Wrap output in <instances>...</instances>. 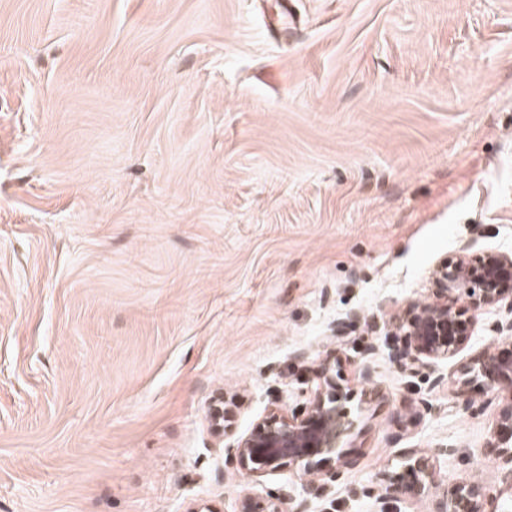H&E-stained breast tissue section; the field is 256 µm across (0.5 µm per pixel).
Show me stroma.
<instances>
[{"label":"stroma","instance_id":"obj_1","mask_svg":"<svg viewBox=\"0 0 512 512\" xmlns=\"http://www.w3.org/2000/svg\"><path fill=\"white\" fill-rule=\"evenodd\" d=\"M512 252V0H0V512H238L212 436L348 386L463 245ZM353 462L311 512L379 503L399 449L500 486L497 405L370 358ZM453 446L452 455L440 447ZM236 406L224 396L214 399L209 408V421L212 432L218 438H224L232 428L236 419Z\"/></svg>","mask_w":512,"mask_h":512}]
</instances>
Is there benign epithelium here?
I'll list each match as a JSON object with an SVG mask.
<instances>
[{"label": "benign epithelium", "mask_w": 512, "mask_h": 512, "mask_svg": "<svg viewBox=\"0 0 512 512\" xmlns=\"http://www.w3.org/2000/svg\"><path fill=\"white\" fill-rule=\"evenodd\" d=\"M434 288L424 302L413 301L384 324L394 341L393 359L411 375L426 372L440 383L445 375L439 363L459 355L469 344L477 317L486 309L505 304L504 315L495 329L500 343L485 347L461 361L453 372V406L470 414L483 411L469 391L473 382L482 393L512 394V255L465 247L440 262L432 271ZM464 305H458V302ZM341 359L329 353L313 369L316 382L312 396L301 414L280 407L270 408L256 419L248 432L225 447L237 470L250 480L288 468L301 482L305 499L296 501L289 492L260 497L247 490L240 499L239 512H307V499L322 495L330 482L341 479L352 466L339 451L337 441L349 425L342 401L354 391L341 384ZM366 383L362 397H379L375 378L366 362L359 367ZM236 406L224 396L214 399L209 421L215 436L232 431ZM488 454L503 473L505 488L458 481L443 488L432 512H506L502 499H512V400L497 411L496 426L487 442ZM405 474L389 478L380 500L409 498L422 500L437 486L432 457L416 448L400 453Z\"/></svg>", "instance_id": "1"}]
</instances>
